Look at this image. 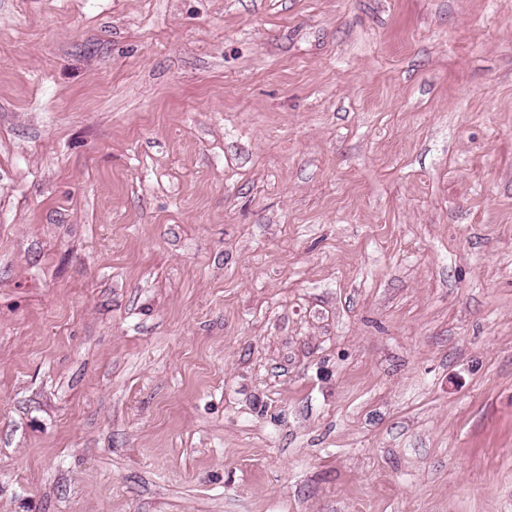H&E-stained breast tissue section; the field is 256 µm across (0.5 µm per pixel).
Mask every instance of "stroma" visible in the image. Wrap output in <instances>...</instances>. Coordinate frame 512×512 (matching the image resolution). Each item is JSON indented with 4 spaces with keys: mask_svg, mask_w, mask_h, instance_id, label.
<instances>
[{
    "mask_svg": "<svg viewBox=\"0 0 512 512\" xmlns=\"http://www.w3.org/2000/svg\"><path fill=\"white\" fill-rule=\"evenodd\" d=\"M0 512H512V0H0Z\"/></svg>",
    "mask_w": 512,
    "mask_h": 512,
    "instance_id": "stroma-1",
    "label": "stroma"
}]
</instances>
